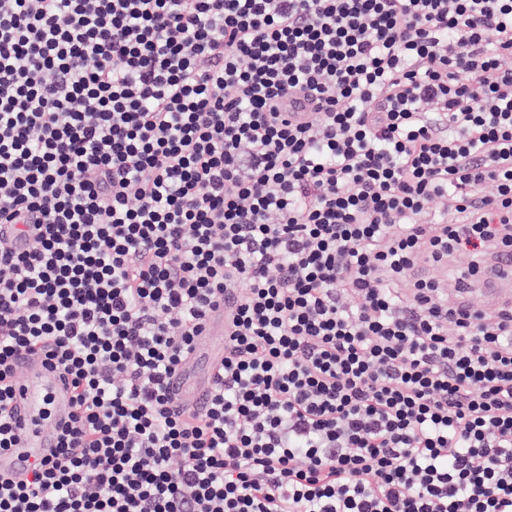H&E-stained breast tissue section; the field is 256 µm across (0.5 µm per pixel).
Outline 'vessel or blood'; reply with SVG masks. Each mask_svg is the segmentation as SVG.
Listing matches in <instances>:
<instances>
[{
  "label": "vessel or blood",
  "instance_id": "b4317fda",
  "mask_svg": "<svg viewBox=\"0 0 512 512\" xmlns=\"http://www.w3.org/2000/svg\"><path fill=\"white\" fill-rule=\"evenodd\" d=\"M224 333V312L216 310L204 325V336L199 344L210 363H218L223 348L211 347L213 337ZM16 363L20 371L12 395L11 415L17 426L13 448L0 453V473L18 476L32 464L53 458L57 453L56 425L65 422L72 408V392L41 357L19 354ZM209 386L208 377L195 375L184 369L171 380L170 387L180 405L201 406Z\"/></svg>",
  "mask_w": 512,
  "mask_h": 512
}]
</instances>
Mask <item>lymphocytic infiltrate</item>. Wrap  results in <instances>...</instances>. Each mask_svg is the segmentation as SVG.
<instances>
[{
	"instance_id": "f902f5d3",
	"label": "lymphocytic infiltrate",
	"mask_w": 512,
	"mask_h": 512,
	"mask_svg": "<svg viewBox=\"0 0 512 512\" xmlns=\"http://www.w3.org/2000/svg\"><path fill=\"white\" fill-rule=\"evenodd\" d=\"M32 222L0 450L19 353L75 411L0 512H512V306L446 293L512 254V0H0V225ZM203 334L205 336H203L198 350L192 358L195 360L197 355L204 351L209 357V364L212 363L215 366L224 356V308H220L211 314L204 325ZM214 336L221 337V344L217 348H211L209 345ZM209 370L207 376H197L192 366L177 373L171 380L170 387L175 393L178 403L186 407L199 408L209 386Z\"/></svg>"
}]
</instances>
